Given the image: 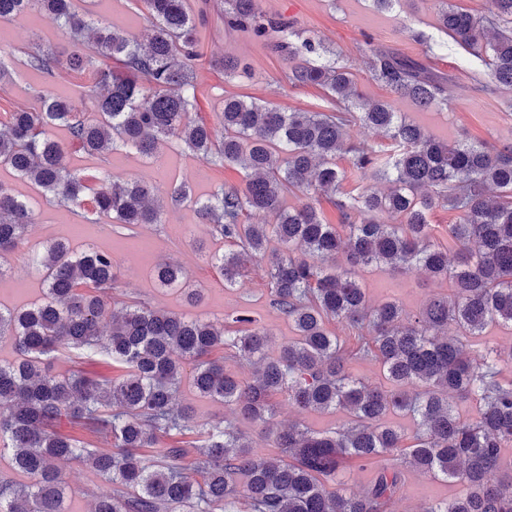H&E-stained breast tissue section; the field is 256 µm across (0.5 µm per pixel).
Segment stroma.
Wrapping results in <instances>:
<instances>
[{"label":"stroma","mask_w":512,"mask_h":512,"mask_svg":"<svg viewBox=\"0 0 512 512\" xmlns=\"http://www.w3.org/2000/svg\"><path fill=\"white\" fill-rule=\"evenodd\" d=\"M210 2L208 26L202 32L204 62L196 70L200 119L219 126L228 95L266 102L285 111L334 110V101L320 87L289 85L285 78L287 59L247 34L228 29L218 7L220 0ZM258 4L263 12L292 19L297 30L335 50L337 64L348 68L357 92L364 98L389 102L394 111L421 125L434 138L448 143L468 139L495 147L512 143V92L490 91L491 77L485 59L459 47L428 52L427 40L442 38L434 27L436 0H402L388 12L376 10L372 0H258ZM87 7L94 17L133 37L145 38L152 30V19L141 0H87ZM368 36L375 44L421 59L434 70L452 75L454 87L449 106L421 109L373 80L362 53ZM70 42L69 34L43 12L31 11L0 22V50L11 54V81L0 89L1 123L7 122L10 112L17 108L38 105L37 94L43 80L23 65V51L34 46L66 51ZM225 58L237 59L241 70L224 74L219 63ZM71 162L78 169L103 166L123 179L145 178L163 193L170 185L183 182L191 188L193 199L178 207L165 206L162 223L142 225L129 234L117 233L107 225L85 223L81 217L46 203L35 186L16 179L8 168L0 166V182L28 199L35 212V222L27 228L20 246L21 257L11 258L10 269L0 276L1 306L23 307L43 295V278L30 272L23 259L25 253L43 251L56 239L67 240L75 248L92 241L110 249L119 265L118 292L122 300L141 301L156 309L211 321L223 319L233 310H250L260 317L274 352L294 337L287 319L265 306L266 264L249 263L245 284L228 290L220 271L209 262L210 254L224 250L225 245L209 226L200 223L194 202L206 199L223 186L243 187L239 168L216 166L203 155L183 152L174 142L162 143L149 160L120 149L103 163L78 152L72 153ZM163 261L183 266L186 285L202 292L201 302L192 304L180 292L156 288L152 272ZM357 276L370 304L394 299L409 311L417 310L430 298L449 294L451 288L448 281L426 279L417 270L394 275L371 267L358 270ZM62 469L68 484L69 512H91L99 477L74 460L63 462ZM462 492L460 485L410 470L388 512H415L420 504L453 498Z\"/></svg>","instance_id":"1"}]
</instances>
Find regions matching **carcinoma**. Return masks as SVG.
Segmentation results:
<instances>
[{"label":"carcinoma","mask_w":512,"mask_h":512,"mask_svg":"<svg viewBox=\"0 0 512 512\" xmlns=\"http://www.w3.org/2000/svg\"><path fill=\"white\" fill-rule=\"evenodd\" d=\"M153 34L140 41L76 10L73 0H0V20L46 11L72 36L74 49L25 52L24 65L47 79L40 106L18 108L0 128V164L29 181L46 201L90 223L131 230L161 223L155 186L105 172L70 167L75 146L107 160L123 148L149 157L172 139L189 153L237 166L245 187L222 189L195 202L203 224L236 249L213 254L224 287L241 285L244 258L265 260L268 306L288 319L295 337L274 357L269 337L247 311L215 324L130 304L113 296L121 277L112 253L88 244L76 252L61 241L43 254L19 253L34 210L0 182V260L21 257L44 272L41 301L18 312L0 308V339L16 360L0 362V453L11 448L14 467L29 482L0 486V512H68L59 463L77 460L102 480L92 512H387L411 467L466 489L462 497L428 503L418 512H512V349L482 341L491 327L512 329V144L438 141L380 100L360 98L349 71L294 22L269 16L257 0H224V24L282 52L293 62L288 82L325 89L335 112H284L239 96L224 98L221 129L192 117L195 71L203 58L200 27L208 0H141ZM437 29L451 43L486 55L497 89L512 90V0H493L480 18L454 0H437ZM90 40L96 55L78 45ZM372 77L422 109L448 106L451 76L421 60L366 40ZM86 74L88 101L54 91L64 74ZM360 123L387 140H356ZM58 126L67 142L47 136ZM384 192L345 193L338 155ZM328 197L348 219L341 234L311 202L284 205L286 193ZM177 207L190 200L184 183L170 188ZM456 213L448 250L433 242L428 214ZM396 214L401 224H383ZM247 214L261 217L243 222ZM345 254L346 263L336 261ZM380 265L404 273L415 267L448 280L451 294L413 313L396 301L367 304L355 269ZM182 266L161 262L160 288L181 287ZM348 331L340 338L327 324ZM453 326L457 335H448ZM224 349V356L211 358ZM70 362L106 355L119 368L112 379L72 369L51 371L47 359ZM254 367L251 380L228 369ZM354 361L379 366L384 382L351 374ZM203 397L220 401L236 419L261 428L274 455L256 458L247 436L224 420L199 432L190 447L163 441L196 432L194 414L175 405L186 367ZM307 411L341 412L348 422L315 430L299 422L273 424L276 399ZM408 415L411 442L389 421ZM66 418L107 444L63 435ZM156 449L148 458L145 449ZM387 456L400 464L387 466ZM374 468L357 491L344 488L350 464Z\"/></svg>","instance_id":"1"}]
</instances>
